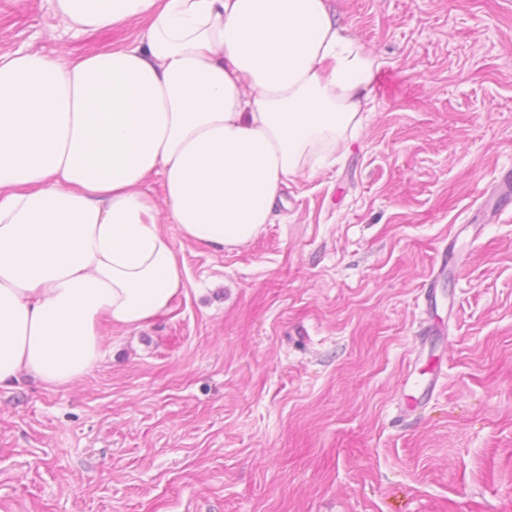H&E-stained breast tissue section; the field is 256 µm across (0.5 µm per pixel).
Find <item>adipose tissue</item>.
Masks as SVG:
<instances>
[{
    "label": "adipose tissue",
    "instance_id": "1",
    "mask_svg": "<svg viewBox=\"0 0 512 512\" xmlns=\"http://www.w3.org/2000/svg\"><path fill=\"white\" fill-rule=\"evenodd\" d=\"M76 57H0V387L80 381L101 322L138 328L182 286L173 239L215 250L272 223L336 160L381 68L329 0H52ZM162 180V196L147 186Z\"/></svg>",
    "mask_w": 512,
    "mask_h": 512
}]
</instances>
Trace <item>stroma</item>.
<instances>
[{"label":"stroma","mask_w":512,"mask_h":512,"mask_svg":"<svg viewBox=\"0 0 512 512\" xmlns=\"http://www.w3.org/2000/svg\"><path fill=\"white\" fill-rule=\"evenodd\" d=\"M331 2L382 61L359 138L240 248L165 225L167 312L103 323L73 386L0 389V512H512V0ZM123 39L0 0V56Z\"/></svg>","instance_id":"obj_1"}]
</instances>
